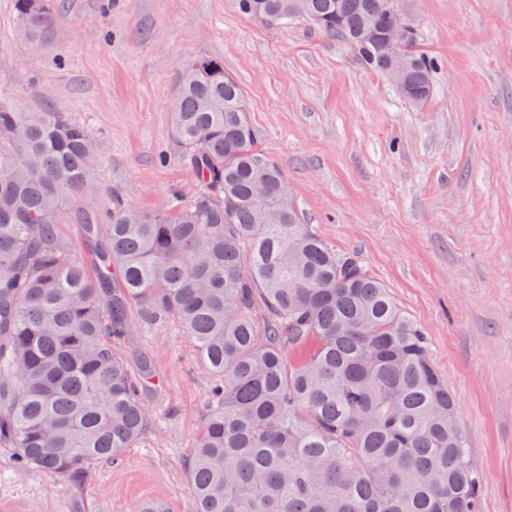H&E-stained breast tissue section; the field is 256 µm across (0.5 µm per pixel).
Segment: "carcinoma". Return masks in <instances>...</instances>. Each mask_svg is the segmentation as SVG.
<instances>
[{
  "label": "carcinoma",
  "mask_w": 512,
  "mask_h": 512,
  "mask_svg": "<svg viewBox=\"0 0 512 512\" xmlns=\"http://www.w3.org/2000/svg\"><path fill=\"white\" fill-rule=\"evenodd\" d=\"M267 24L316 25L383 74V0H239ZM33 41L57 0H15ZM427 103L436 61L409 30L393 53ZM196 189L165 211L87 199L96 141L66 112L0 97V444L19 468L81 481L153 426V378L108 340L173 318L213 377L187 479L197 512H478L482 484L457 403L388 288L341 258L255 146L237 82L186 64L171 112ZM266 177L272 191L255 194ZM82 226L94 272L59 234ZM108 230L102 231V224Z\"/></svg>",
  "instance_id": "1"
}]
</instances>
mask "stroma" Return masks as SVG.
<instances>
[{"mask_svg": "<svg viewBox=\"0 0 512 512\" xmlns=\"http://www.w3.org/2000/svg\"><path fill=\"white\" fill-rule=\"evenodd\" d=\"M397 7L437 62L422 106L309 22L265 25L236 0H61L60 21L30 45L14 0H0V96L92 133L98 209L163 210L195 186L171 130L181 69L222 63L306 222L422 330L458 403L481 512H512V0ZM112 349L130 370L152 366L143 443L80 483L16 470L0 447V512H136L146 498L195 512L187 472L209 374L172 318Z\"/></svg>", "mask_w": 512, "mask_h": 512, "instance_id": "35a3bbf8", "label": "stroma"}]
</instances>
